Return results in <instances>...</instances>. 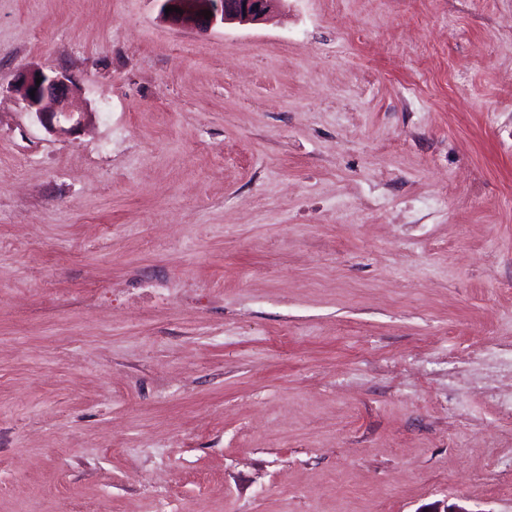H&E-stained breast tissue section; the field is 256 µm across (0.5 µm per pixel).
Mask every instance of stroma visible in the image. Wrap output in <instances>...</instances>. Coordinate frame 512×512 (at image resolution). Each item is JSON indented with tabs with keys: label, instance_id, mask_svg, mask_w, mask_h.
<instances>
[{
	"label": "stroma",
	"instance_id": "35a3bbf8",
	"mask_svg": "<svg viewBox=\"0 0 512 512\" xmlns=\"http://www.w3.org/2000/svg\"><path fill=\"white\" fill-rule=\"evenodd\" d=\"M510 400L512 0H0V512H512ZM280 0H163L162 14L171 23L200 31L216 25L230 23L249 24L263 20L280 3ZM166 7L180 8L165 14ZM202 10H210V19H205ZM36 78H42L36 86ZM35 90L34 97L30 92ZM16 91L19 93L24 108L35 114L37 120L49 132L71 133L81 124L77 119L69 128L61 122H70L74 118L71 101L78 91L75 84L62 72L49 75L41 70H25L17 78Z\"/></svg>",
	"mask_w": 512,
	"mask_h": 512
}]
</instances>
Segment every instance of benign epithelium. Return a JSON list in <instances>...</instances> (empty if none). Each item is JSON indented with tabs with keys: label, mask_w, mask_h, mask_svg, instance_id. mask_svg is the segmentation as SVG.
Instances as JSON below:
<instances>
[{
	"label": "benign epithelium",
	"mask_w": 512,
	"mask_h": 512,
	"mask_svg": "<svg viewBox=\"0 0 512 512\" xmlns=\"http://www.w3.org/2000/svg\"><path fill=\"white\" fill-rule=\"evenodd\" d=\"M280 3V0H163L162 7L181 9L165 18L171 23L200 31L216 25L230 23L249 24L263 20ZM212 12L205 18L202 11ZM41 83H36V79ZM16 91L24 108L35 114L37 120L50 132L71 133L81 124L74 119L71 101L77 87L67 75L59 72L49 75L41 70H25L17 78Z\"/></svg>",
	"instance_id": "1"
}]
</instances>
